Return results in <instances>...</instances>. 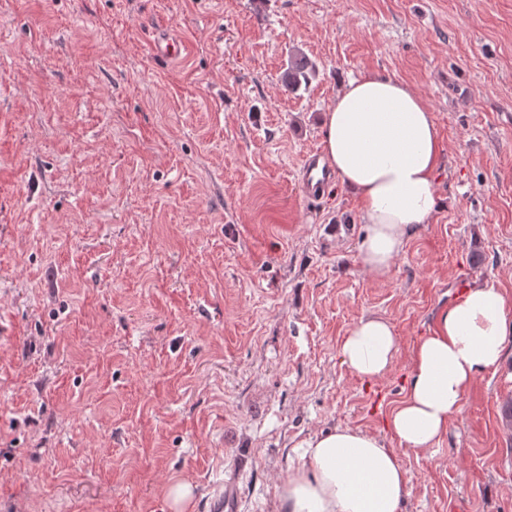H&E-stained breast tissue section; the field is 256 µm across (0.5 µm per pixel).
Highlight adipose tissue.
Listing matches in <instances>:
<instances>
[{
  "label": "adipose tissue",
  "instance_id": "1",
  "mask_svg": "<svg viewBox=\"0 0 512 512\" xmlns=\"http://www.w3.org/2000/svg\"><path fill=\"white\" fill-rule=\"evenodd\" d=\"M322 127L328 163L360 205V263L387 277L414 226L436 208L442 148L433 114L407 84L364 76L337 94ZM511 335L512 299L488 284L467 288L414 348L410 385L388 428L407 447H432L475 376L501 362ZM397 352L380 318L360 320L341 345L344 364L363 379L383 374ZM296 455L276 512H402L407 474L378 437L337 428L300 441Z\"/></svg>",
  "mask_w": 512,
  "mask_h": 512
}]
</instances>
